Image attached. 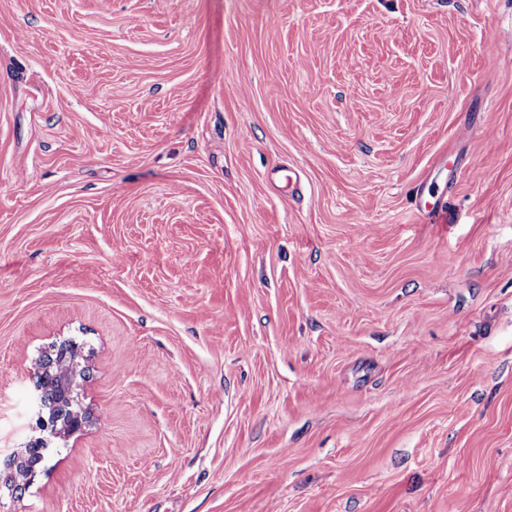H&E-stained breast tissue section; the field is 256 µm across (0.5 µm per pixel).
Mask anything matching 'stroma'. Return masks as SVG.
Listing matches in <instances>:
<instances>
[{
	"mask_svg": "<svg viewBox=\"0 0 512 512\" xmlns=\"http://www.w3.org/2000/svg\"><path fill=\"white\" fill-rule=\"evenodd\" d=\"M0 512H512V0H0ZM51 347V354L47 357L48 362L42 365L44 371L37 380V386L41 392V410L47 411L48 415L54 416L61 423L72 428L74 422L79 418L76 400L68 381L71 368L69 365H65L60 369V373L67 380L59 379L56 374L59 365L69 364L73 354L74 341L72 339L64 340ZM81 426L82 423L79 419L78 428ZM25 449L26 452L23 454L22 460L14 470L13 481L17 484L22 482L27 484L30 473L35 469L45 467L51 456L47 446L37 438L31 441Z\"/></svg>",
	"mask_w": 512,
	"mask_h": 512,
	"instance_id": "35a3bbf8",
	"label": "stroma"
}]
</instances>
